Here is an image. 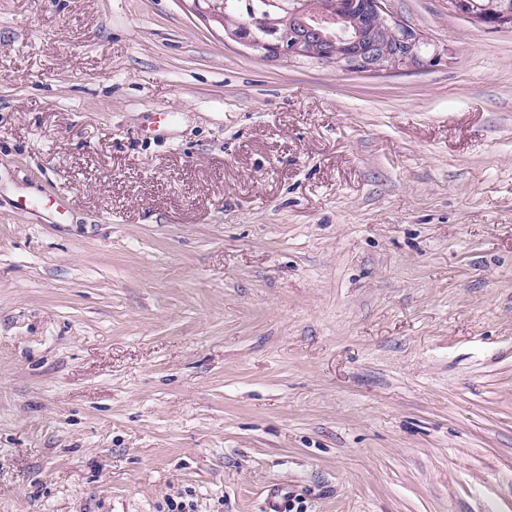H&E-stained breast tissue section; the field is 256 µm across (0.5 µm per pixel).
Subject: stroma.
Returning a JSON list of instances; mask_svg holds the SVG:
<instances>
[{
    "instance_id": "1",
    "label": "stroma",
    "mask_w": 512,
    "mask_h": 512,
    "mask_svg": "<svg viewBox=\"0 0 512 512\" xmlns=\"http://www.w3.org/2000/svg\"><path fill=\"white\" fill-rule=\"evenodd\" d=\"M387 7L437 65L0 0V512H512V26ZM331 61L336 64V68L344 71L380 73L389 68L385 59L377 58L367 50H360L354 55H344Z\"/></svg>"
}]
</instances>
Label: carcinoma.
Wrapping results in <instances>:
<instances>
[{
    "label": "carcinoma",
    "mask_w": 512,
    "mask_h": 512,
    "mask_svg": "<svg viewBox=\"0 0 512 512\" xmlns=\"http://www.w3.org/2000/svg\"><path fill=\"white\" fill-rule=\"evenodd\" d=\"M222 26L239 34L240 39L254 45L288 41L294 31L311 22L320 8L338 9L350 26L368 33L378 54L395 53L400 32L385 25L371 11L369 0H211Z\"/></svg>",
    "instance_id": "cac0c4a2"
}]
</instances>
